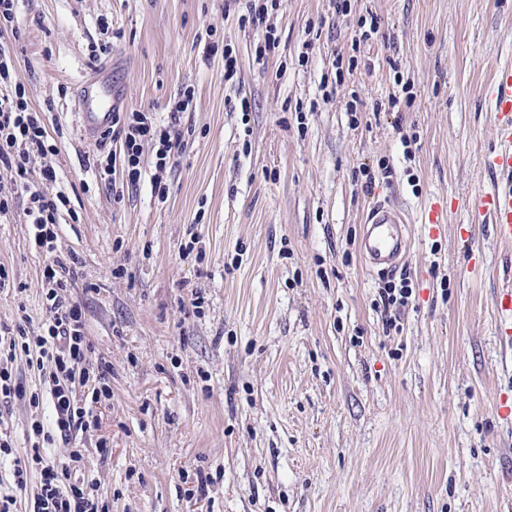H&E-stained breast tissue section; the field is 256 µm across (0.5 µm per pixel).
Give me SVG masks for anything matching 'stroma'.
I'll use <instances>...</instances> for the list:
<instances>
[{
  "mask_svg": "<svg viewBox=\"0 0 512 512\" xmlns=\"http://www.w3.org/2000/svg\"><path fill=\"white\" fill-rule=\"evenodd\" d=\"M242 12L224 0H19L15 78L62 134L52 188L79 215L62 219L57 245L76 257L89 358L112 365L82 475L110 512H512V415L500 411L512 347L495 308L512 246L491 225L466 229L460 211L436 235L421 222L431 200L498 181L484 165L485 87L512 63V0H351L346 19L330 0H280L263 62ZM371 13L378 33L355 39L349 19ZM214 41L237 57L233 80ZM341 55L357 63L338 88ZM100 68L124 111L164 116L193 90L165 197L152 150L119 204L88 168L96 145L80 133L74 83ZM404 88L409 103L391 109ZM384 198L412 220L399 272L414 295L390 333L376 305L386 279L357 249L363 210ZM25 206L0 223L12 282L0 324L25 317L35 331L48 256ZM34 415L51 420V408L0 400L17 452ZM200 471L213 479L203 498L190 494Z\"/></svg>",
  "mask_w": 512,
  "mask_h": 512,
  "instance_id": "35a3bbf8",
  "label": "stroma"
}]
</instances>
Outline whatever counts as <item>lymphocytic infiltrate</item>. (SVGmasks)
<instances>
[{
    "label": "lymphocytic infiltrate",
    "instance_id": "f902f5d3",
    "mask_svg": "<svg viewBox=\"0 0 512 512\" xmlns=\"http://www.w3.org/2000/svg\"><path fill=\"white\" fill-rule=\"evenodd\" d=\"M16 2L0 0V168L10 171L12 179L9 188L0 187V221L13 216L17 197H26V222L36 244L49 255L44 270L49 316L34 336L21 325H0V397L39 407V394L27 391L7 366L17 354L35 353L48 384L53 423L47 426L41 418H31L27 429L29 446L21 455L17 454L11 435L0 431V459H11L13 479L12 493L0 495V512H14L18 495L26 493L34 473L39 476V491L29 512H109L98 497L95 483L76 476L84 464V449H69L56 461L48 460L44 454L55 439L70 441L78 433L97 428L99 419L94 407L110 398L112 390L107 383L109 365L88 362L92 345L84 334L82 306L68 295L73 269L66 256L57 252V224L62 211L70 207L68 196L49 190L57 175L46 159L55 155L57 146L25 86L14 79L15 43L20 37ZM192 101V90H184L182 100L171 107L172 119L167 123L158 121L149 109L114 113L111 129L100 137L92 155V166L108 182L115 202H122L126 190L140 182L143 146L147 143L155 148L154 191L157 196L165 195L163 175L184 147L173 119L187 111ZM114 141L119 142V151L111 150ZM78 382L87 384V392L75 390Z\"/></svg>",
    "mask_w": 512,
    "mask_h": 512
}]
</instances>
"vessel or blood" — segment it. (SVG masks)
<instances>
[{"mask_svg":"<svg viewBox=\"0 0 512 512\" xmlns=\"http://www.w3.org/2000/svg\"><path fill=\"white\" fill-rule=\"evenodd\" d=\"M485 93L494 115V141L484 159L485 166L498 174L500 183L475 195L458 197L455 203H431L424 222L442 229L450 208L467 212L472 225H492L499 241L512 244V65L498 67ZM81 127L86 140L112 126L115 110L112 89L105 78L82 79L78 86ZM409 215L399 203L379 201L370 206L363 218L358 251L370 272H393L410 250Z\"/></svg>","mask_w":512,"mask_h":512,"instance_id":"vessel-or-blood-1","label":"vessel or blood"}]
</instances>
